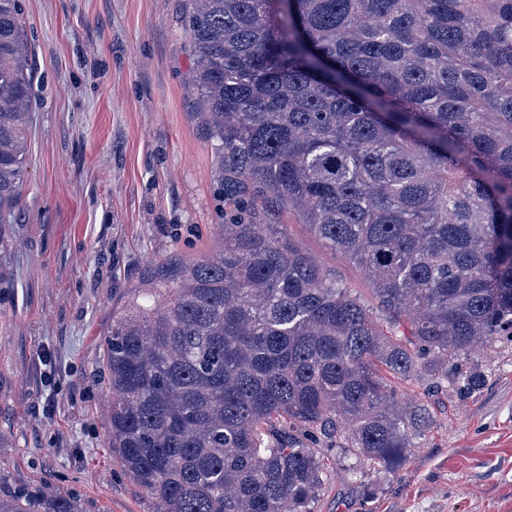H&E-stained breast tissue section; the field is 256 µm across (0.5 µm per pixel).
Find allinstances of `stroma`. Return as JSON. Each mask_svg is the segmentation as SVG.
<instances>
[{
	"label": "stroma",
	"instance_id": "1",
	"mask_svg": "<svg viewBox=\"0 0 512 512\" xmlns=\"http://www.w3.org/2000/svg\"><path fill=\"white\" fill-rule=\"evenodd\" d=\"M34 75L22 204L0 228V484L47 486L96 512H154L105 426L102 345L171 265L211 251L224 221L212 146L189 90L185 0H22ZM307 253L363 297L359 269L269 204ZM468 368L461 397L398 382L429 403L423 447L372 478L332 462L314 512H512V338Z\"/></svg>",
	"mask_w": 512,
	"mask_h": 512
}]
</instances>
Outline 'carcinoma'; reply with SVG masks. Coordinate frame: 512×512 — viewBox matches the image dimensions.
<instances>
[{
	"instance_id": "obj_1",
	"label": "carcinoma",
	"mask_w": 512,
	"mask_h": 512,
	"mask_svg": "<svg viewBox=\"0 0 512 512\" xmlns=\"http://www.w3.org/2000/svg\"><path fill=\"white\" fill-rule=\"evenodd\" d=\"M197 116L224 195L217 247L112 320L108 447L156 512H312L335 448L376 476L430 410L394 384L482 376L512 330V0H187ZM0 0V224L20 208L33 85ZM350 259L353 293L254 201ZM0 512H89L0 486Z\"/></svg>"
}]
</instances>
